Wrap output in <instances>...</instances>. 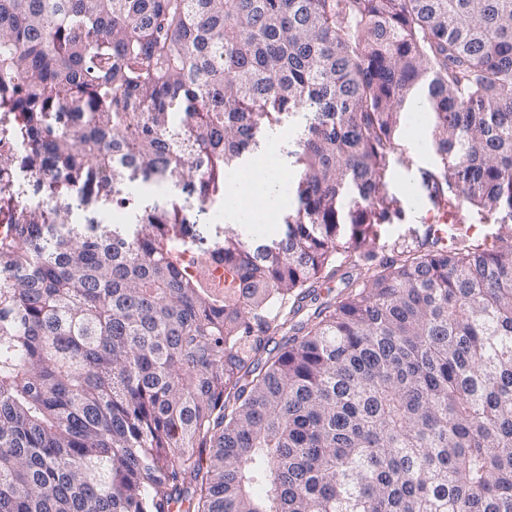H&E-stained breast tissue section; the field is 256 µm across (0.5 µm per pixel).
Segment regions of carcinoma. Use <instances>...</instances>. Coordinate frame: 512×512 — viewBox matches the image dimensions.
I'll return each instance as SVG.
<instances>
[{"label":"carcinoma","instance_id":"1","mask_svg":"<svg viewBox=\"0 0 512 512\" xmlns=\"http://www.w3.org/2000/svg\"><path fill=\"white\" fill-rule=\"evenodd\" d=\"M413 103L432 206L512 218V0H0V175L73 207L0 198V512H512V241L373 247ZM286 121L281 236L202 247ZM172 191L173 185L171 182H162L160 184H152L149 186H135L132 189V194L135 198L148 202H162L171 195Z\"/></svg>","mask_w":512,"mask_h":512}]
</instances>
